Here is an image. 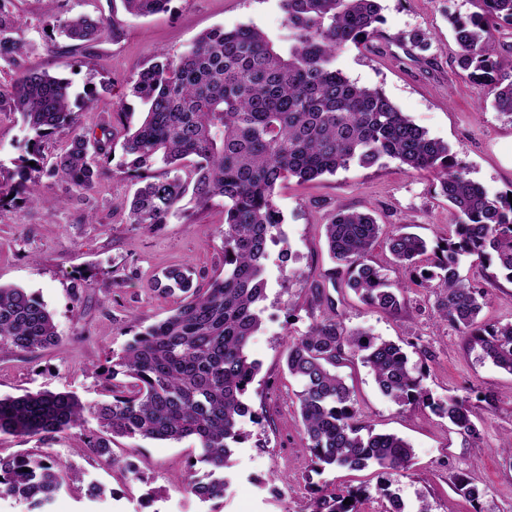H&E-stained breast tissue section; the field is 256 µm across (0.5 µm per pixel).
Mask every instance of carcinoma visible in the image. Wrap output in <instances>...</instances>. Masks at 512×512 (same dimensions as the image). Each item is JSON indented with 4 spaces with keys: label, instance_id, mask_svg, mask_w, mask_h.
I'll return each mask as SVG.
<instances>
[{
    "label": "carcinoma",
    "instance_id": "obj_1",
    "mask_svg": "<svg viewBox=\"0 0 512 512\" xmlns=\"http://www.w3.org/2000/svg\"><path fill=\"white\" fill-rule=\"evenodd\" d=\"M125 9L148 17L171 0H121ZM479 10L450 19L460 48L458 66L468 72L493 109L512 116V59L491 48L494 31L512 25V0H478ZM0 0V62L16 69L36 50L22 36ZM288 27L283 48L262 30L222 26L201 34L178 57L163 50L156 62L131 78V91L145 107L136 126H123L121 167L132 179L133 196L120 202L129 223L166 224L182 213V201L200 209L224 205V275L204 288L182 267L163 273L158 290L177 294L180 304L164 319L133 334L98 376L112 401L94 407L72 393L25 392L0 398V434L54 437L82 430L86 414L98 431L87 445L110 465L118 437L180 441L195 437L208 481L189 477L186 490L204 500H222L231 486L224 469L242 443L239 423L257 414L248 402L258 364L249 358L251 338L262 324L266 298L265 260L273 231L283 223L276 187L294 177L313 181L353 164L370 167L389 158L410 172L435 173L456 220L443 244L429 247L400 225L386 233L369 213L342 206L324 224L334 266L331 285L343 283L368 307L397 313L409 286L429 288L436 310L484 357L512 374V322L486 327L478 321L486 294L465 282L461 258L475 255L497 265L512 282V201L494 198L452 162L448 144L432 139L379 88L345 77L336 62L349 44L369 46L379 37L378 0H282ZM51 31L87 50L111 32L99 14L53 18ZM76 98L66 78L25 70L11 89L0 87V112H17L31 133L13 169L0 170V213L16 199L36 198L43 178L78 192L91 190L102 162L114 153V134L77 126ZM70 141L49 167L41 149L56 133ZM34 165H29V162ZM385 239L408 284L394 288L371 264L370 252ZM320 315L308 330L289 339L286 369L300 387L299 411L311 467L401 471L413 448L393 433H376L358 416L356 398L338 373L346 357L359 356L380 393L399 406L421 405L448 419L459 433L477 440L479 413L456 397L435 399L421 385L403 348L349 328L323 286L311 287ZM46 304L21 288L0 285V353L34 354L60 345ZM78 476L45 450L0 457V497L44 507ZM455 484L470 500L483 491L465 475ZM363 491L313 490V512H361Z\"/></svg>",
    "mask_w": 512,
    "mask_h": 512
}]
</instances>
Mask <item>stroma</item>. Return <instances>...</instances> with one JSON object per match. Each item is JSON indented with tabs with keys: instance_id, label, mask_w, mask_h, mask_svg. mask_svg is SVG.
Instances as JSON below:
<instances>
[{
	"instance_id": "1",
	"label": "stroma",
	"mask_w": 512,
	"mask_h": 512,
	"mask_svg": "<svg viewBox=\"0 0 512 512\" xmlns=\"http://www.w3.org/2000/svg\"><path fill=\"white\" fill-rule=\"evenodd\" d=\"M380 5V37L366 49L345 47L338 58L343 74L381 88L430 137L448 143L468 178L489 195L512 191V118L486 105L458 67V46L448 22L449 16L475 11L474 0H380ZM11 9L26 38L38 46L27 66L71 79L78 92L85 83H94L97 99L80 110V125L96 131L111 123L118 139L123 136L118 113L142 110L128 79L153 62L156 51L179 55L216 26L249 24L275 40L288 36L280 0H173L170 11L147 18L113 12L112 0H54L50 6L44 0H12ZM52 13H112L115 34L88 54L69 51L63 40L46 51L42 45ZM121 160V155L112 157L107 173L88 194L75 196L66 184L47 181L37 202L20 199L14 209L0 214V285L39 296L61 336L59 346L31 356H0V396L48 390L76 393L91 406L110 401L96 368L120 352L139 327L164 318L175 306L174 298L156 290L155 278L165 269L186 265L203 286L223 273V208L199 209L188 202L169 223L150 230L132 225L118 206L134 190ZM437 184L435 174L407 172L388 159L307 183L293 178L278 188L281 229L288 234L292 258L287 266L267 269L262 303L267 320L249 346L260 365L248 391L259 420L242 424L246 439L231 457L232 492L227 498L203 500L187 492L188 475L201 479L208 472L198 461L201 450L195 438H120L113 447L117 463L108 467L87 446L88 434L98 430L91 418L84 434H67L51 443L79 481L61 490L45 512H311V491L317 487L330 492L363 489L361 512H389L394 496L409 512L423 503L430 512H512V456L500 446L512 435V374L467 347L440 320L429 289L410 288L397 315L368 308L346 288L332 296L348 326L406 346L430 395H456L477 404L479 440L468 439L429 409L389 401L353 356L340 372L355 390L361 421L404 438L414 458L404 471L370 467L315 472L298 414L299 386L284 364L289 338L307 331L319 313L310 287L332 266L324 236L332 209L372 213L384 230L405 225L434 245L447 236L452 222ZM91 210L97 223L85 221ZM460 272L486 293L485 324L512 321V282L473 256L463 259ZM79 278L87 286L76 298L71 286ZM130 460L141 466L143 481L125 478L122 465ZM458 474L483 488L482 497H465L455 486ZM381 485L388 487L389 496L378 493Z\"/></svg>"
}]
</instances>
